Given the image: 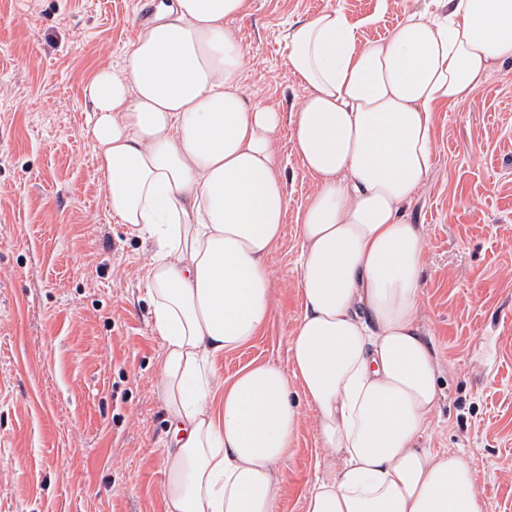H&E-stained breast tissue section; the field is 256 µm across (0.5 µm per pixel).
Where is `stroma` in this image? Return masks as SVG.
<instances>
[{"label": "stroma", "instance_id": "35a3bbf8", "mask_svg": "<svg viewBox=\"0 0 512 512\" xmlns=\"http://www.w3.org/2000/svg\"><path fill=\"white\" fill-rule=\"evenodd\" d=\"M147 2L0 0V512H165L173 440L149 254L106 207L82 96L90 70L120 68ZM425 2L247 0L230 22L247 99L284 115L274 143L291 209L314 183L293 145L291 115L308 91L286 64L288 27L339 8L363 45ZM433 123L434 166L408 208L424 233L419 325L443 391L431 445L470 462L485 512H512V64ZM299 250L287 222L270 259L269 326L217 358L224 379L287 364L303 312ZM315 425L305 407L278 512H304L336 466Z\"/></svg>", "mask_w": 512, "mask_h": 512}]
</instances>
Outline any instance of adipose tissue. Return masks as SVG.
<instances>
[{
  "label": "adipose tissue",
  "instance_id": "adipose-tissue-1",
  "mask_svg": "<svg viewBox=\"0 0 512 512\" xmlns=\"http://www.w3.org/2000/svg\"><path fill=\"white\" fill-rule=\"evenodd\" d=\"M245 4L156 0L121 68L94 70L83 91L110 210L152 246L166 512H277L306 404L341 465L304 512H484L469 461L430 446L439 366L407 207L433 167L434 109L512 63V0H431L361 47L340 10L292 24L287 64L309 90L294 150L315 184L294 213L272 137L282 114L242 90L228 24ZM290 219L304 308L289 364L224 381L215 359L270 321V258Z\"/></svg>",
  "mask_w": 512,
  "mask_h": 512
}]
</instances>
